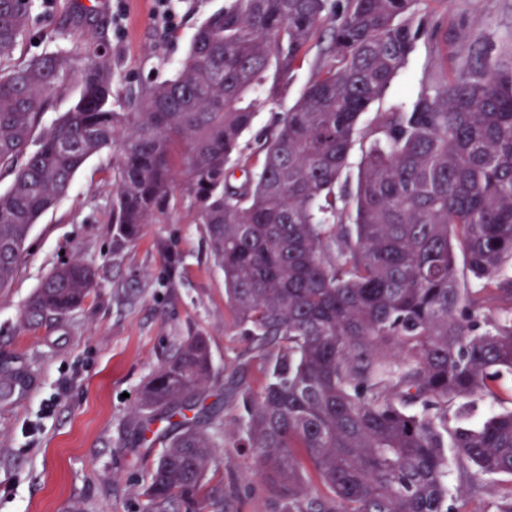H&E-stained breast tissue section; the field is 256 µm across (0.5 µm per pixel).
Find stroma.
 <instances>
[{
  "label": "stroma",
  "instance_id": "obj_1",
  "mask_svg": "<svg viewBox=\"0 0 512 512\" xmlns=\"http://www.w3.org/2000/svg\"><path fill=\"white\" fill-rule=\"evenodd\" d=\"M224 0H32L30 29L14 48L24 62L46 52H75V39H49L72 24L93 33L112 70L114 109L131 112L142 85L172 77L199 25ZM422 12L447 14L457 30L446 54L449 72L473 63L476 47L512 58V0H422ZM429 45L419 41L386 95L360 118L415 98L428 79ZM314 74L305 59L291 81L256 113L244 133L257 154L276 113L287 111ZM103 150L77 172L66 196L34 224L11 288L0 292V365L23 375L0 400V512H148L144 490L157 448L138 441L141 385L181 338L207 336L213 374L198 405L216 435L233 430L242 406L224 399L235 375L252 389L266 381L250 364L247 339L232 326L224 275L193 199L177 192L161 221L139 239L113 231L112 165ZM79 260L96 270V286L77 309L41 325L26 324V306L46 276ZM455 512H487L505 476L474 480L448 449ZM207 487L223 490L227 512H274L275 493L246 455L216 451Z\"/></svg>",
  "mask_w": 512,
  "mask_h": 512
}]
</instances>
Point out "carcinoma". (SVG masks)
<instances>
[{"instance_id": "cac0c4a2", "label": "carcinoma", "mask_w": 512, "mask_h": 512, "mask_svg": "<svg viewBox=\"0 0 512 512\" xmlns=\"http://www.w3.org/2000/svg\"><path fill=\"white\" fill-rule=\"evenodd\" d=\"M421 0H224L196 29L174 77L112 107V72L83 36L70 110L27 151L72 55L10 63L30 6L0 0V290L12 285L38 218L95 153L118 147L112 224L134 240L180 189L197 204L234 326L267 382L233 379L244 415L224 447L256 457L277 512H453L448 456L477 476H512V408L480 426L448 412L496 397L512 375V72L483 50L448 78L377 113L352 188H340L361 115L416 42L448 43ZM328 55L278 119L257 167L240 150L262 99L313 47ZM245 174L231 181L228 165ZM464 255L458 271L456 251ZM95 284L79 260L55 268L29 301L39 323L80 306ZM207 338L187 336L139 391L141 442L158 422L150 512H208L218 442L194 410L212 377ZM491 512H512V486Z\"/></svg>"}]
</instances>
